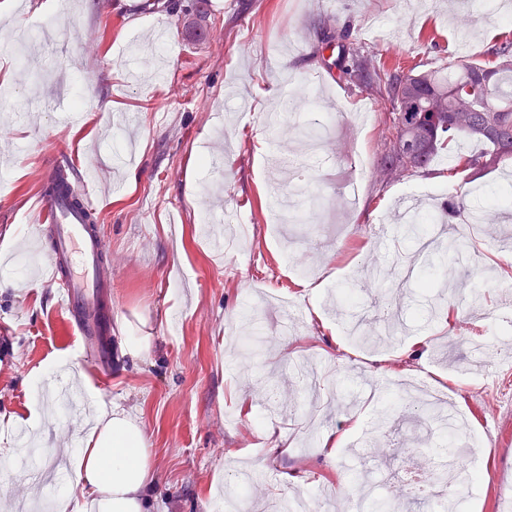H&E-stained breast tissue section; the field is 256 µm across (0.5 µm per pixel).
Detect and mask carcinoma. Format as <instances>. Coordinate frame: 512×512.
Listing matches in <instances>:
<instances>
[{
	"instance_id": "obj_1",
	"label": "carcinoma",
	"mask_w": 512,
	"mask_h": 512,
	"mask_svg": "<svg viewBox=\"0 0 512 512\" xmlns=\"http://www.w3.org/2000/svg\"><path fill=\"white\" fill-rule=\"evenodd\" d=\"M497 63L487 67L461 60L440 71L416 73L396 69L381 71L371 59L352 53V64L340 66L346 75L356 74L362 86L390 105L395 138L379 162L380 175L400 179L430 171L433 159L448 151V165L480 173L512 162V41L495 49ZM476 141L484 149L462 156V146ZM512 207V192L499 188L479 206L485 223L493 224ZM466 196H454L444 215L454 218L471 212ZM439 217L419 216L414 224H401L404 234L420 238Z\"/></svg>"
}]
</instances>
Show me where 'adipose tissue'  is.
I'll return each instance as SVG.
<instances>
[{
  "label": "adipose tissue",
  "mask_w": 512,
  "mask_h": 512,
  "mask_svg": "<svg viewBox=\"0 0 512 512\" xmlns=\"http://www.w3.org/2000/svg\"><path fill=\"white\" fill-rule=\"evenodd\" d=\"M68 464L73 479L57 497V512H150L156 474L135 419L99 407Z\"/></svg>",
  "instance_id": "1"
}]
</instances>
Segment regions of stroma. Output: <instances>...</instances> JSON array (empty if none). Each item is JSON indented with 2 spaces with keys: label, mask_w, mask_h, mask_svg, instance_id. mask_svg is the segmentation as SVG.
<instances>
[{
  "label": "stroma",
  "mask_w": 512,
  "mask_h": 512,
  "mask_svg": "<svg viewBox=\"0 0 512 512\" xmlns=\"http://www.w3.org/2000/svg\"><path fill=\"white\" fill-rule=\"evenodd\" d=\"M22 32L45 25L54 42L22 58L16 37L0 36L11 69L0 84V141L19 145L0 177V469L27 477L0 484V512L31 501L54 506L67 482L32 479L48 456L68 455L78 418L51 414L41 447L17 441L21 419L38 408L30 376L55 360L77 364L106 408L143 426L158 481L152 512H216L238 494L239 512H274L311 499V512H352L361 460L375 469L388 512L413 502L395 496L390 475L412 466L439 478L440 439L399 423L411 394L390 384L454 390L446 407L456 448L482 437L486 481L447 492L451 512H512V394L484 389L477 364L512 381V311L499 278L512 257V221L475 228L472 249L445 262L440 288L425 292L395 277L393 256L427 269L413 241L395 234L393 215L409 201L435 207L461 183L486 194L512 179L508 167L465 178L378 173L393 130L386 106L356 78L328 79L337 54L321 44L324 21L346 44L385 68H444L449 59L484 63L512 38L495 0H208L206 37L188 28L192 0L172 13L141 11L142 0H15ZM470 45L460 50L457 36ZM77 107L68 123L59 105ZM117 113L131 116L114 127ZM327 117L315 149L298 126ZM90 171L102 200L99 237L112 255V314L151 341L134 361L112 348L104 383L45 272L19 270L18 254L42 255L48 228L28 199L57 152ZM356 177L358 195L342 190ZM360 290L362 307L402 299L390 340L371 348L349 334L351 311L337 293ZM340 446L328 454L322 433ZM271 472L257 492L239 490L237 469Z\"/></svg>",
  "instance_id": "obj_1"
}]
</instances>
